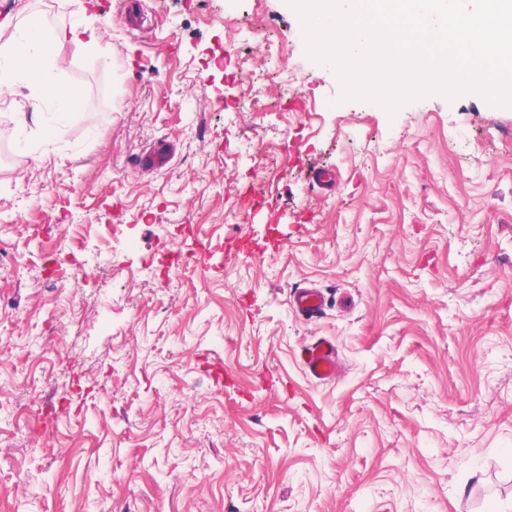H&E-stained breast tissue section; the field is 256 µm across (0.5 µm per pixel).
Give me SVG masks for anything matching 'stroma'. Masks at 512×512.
<instances>
[{
  "label": "stroma",
  "mask_w": 512,
  "mask_h": 512,
  "mask_svg": "<svg viewBox=\"0 0 512 512\" xmlns=\"http://www.w3.org/2000/svg\"><path fill=\"white\" fill-rule=\"evenodd\" d=\"M31 15L99 41L75 111L0 104V512H512V107L343 99L287 0ZM324 304V298L317 288H301L290 298L291 307L306 317H316ZM307 375L316 382H330L336 379V348L329 341L317 342L303 347L298 354Z\"/></svg>",
  "instance_id": "obj_1"
}]
</instances>
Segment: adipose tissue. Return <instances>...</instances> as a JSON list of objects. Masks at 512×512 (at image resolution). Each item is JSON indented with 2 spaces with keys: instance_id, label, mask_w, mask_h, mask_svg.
Instances as JSON below:
<instances>
[{
  "instance_id": "adipose-tissue-1",
  "label": "adipose tissue",
  "mask_w": 512,
  "mask_h": 512,
  "mask_svg": "<svg viewBox=\"0 0 512 512\" xmlns=\"http://www.w3.org/2000/svg\"><path fill=\"white\" fill-rule=\"evenodd\" d=\"M65 42L81 49L97 44L98 36L94 29L79 22L66 26L36 18L16 26L8 48L0 51V102L14 101L17 84L24 78L51 100L57 111H73L82 92L77 86L58 81L66 61L55 48Z\"/></svg>"
}]
</instances>
